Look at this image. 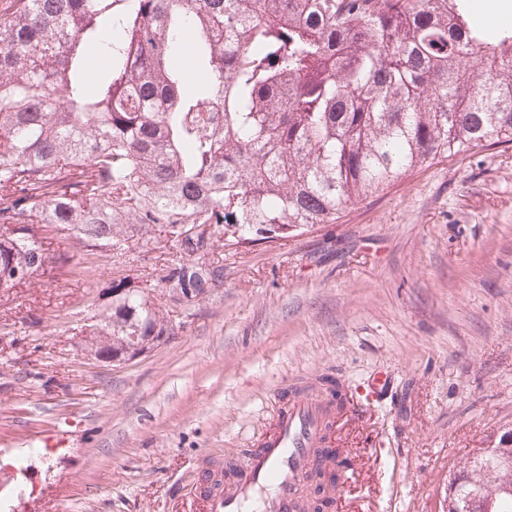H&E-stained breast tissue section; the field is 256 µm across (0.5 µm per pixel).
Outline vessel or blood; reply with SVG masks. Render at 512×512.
Masks as SVG:
<instances>
[{
    "label": "vessel or blood",
    "mask_w": 512,
    "mask_h": 512,
    "mask_svg": "<svg viewBox=\"0 0 512 512\" xmlns=\"http://www.w3.org/2000/svg\"><path fill=\"white\" fill-rule=\"evenodd\" d=\"M357 403L345 386L311 379L275 399L268 427L254 439L236 470L213 466L199 475L191 512H294L295 489L339 448L341 429Z\"/></svg>",
    "instance_id": "vessel-or-blood-1"
}]
</instances>
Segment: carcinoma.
<instances>
[{
  "label": "carcinoma",
  "mask_w": 512,
  "mask_h": 512,
  "mask_svg": "<svg viewBox=\"0 0 512 512\" xmlns=\"http://www.w3.org/2000/svg\"><path fill=\"white\" fill-rule=\"evenodd\" d=\"M0 1V226L17 231L0 282L61 262L41 224L86 255L175 249L152 270L163 303L109 283L114 352L170 335L183 289L224 287L225 246L333 224L416 167L512 142V27L487 35L472 0ZM186 33L207 75L190 93ZM90 41L109 60L91 92ZM458 468L463 512H512L500 458Z\"/></svg>",
  "instance_id": "carcinoma-1"
}]
</instances>
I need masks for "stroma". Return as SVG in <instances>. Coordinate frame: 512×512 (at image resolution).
Returning a JSON list of instances; mask_svg holds the SVG:
<instances>
[{
    "mask_svg": "<svg viewBox=\"0 0 512 512\" xmlns=\"http://www.w3.org/2000/svg\"><path fill=\"white\" fill-rule=\"evenodd\" d=\"M38 297L0 288V504L11 512H189L188 488L267 423L291 383L385 394L347 424L345 512H447L460 457L512 431V144L410 171L287 239L224 250V286L123 367L80 332L115 276L75 253ZM78 428L45 447L64 419Z\"/></svg>",
    "mask_w": 512,
    "mask_h": 512,
    "instance_id": "1",
    "label": "stroma"
}]
</instances>
